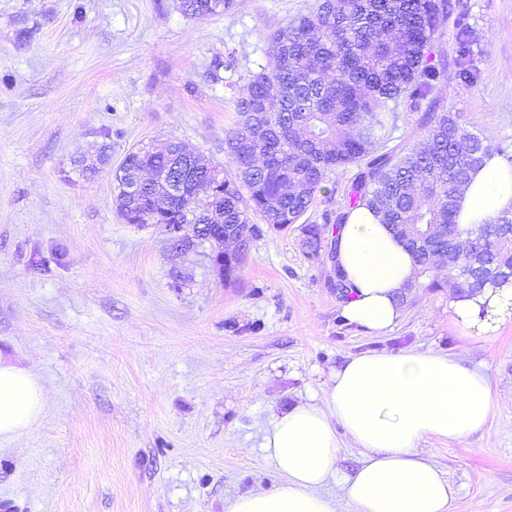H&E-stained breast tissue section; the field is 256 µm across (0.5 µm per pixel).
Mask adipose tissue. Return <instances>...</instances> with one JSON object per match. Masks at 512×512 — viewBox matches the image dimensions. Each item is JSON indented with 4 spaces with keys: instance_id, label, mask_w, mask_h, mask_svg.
<instances>
[{
    "instance_id": "adipose-tissue-1",
    "label": "adipose tissue",
    "mask_w": 512,
    "mask_h": 512,
    "mask_svg": "<svg viewBox=\"0 0 512 512\" xmlns=\"http://www.w3.org/2000/svg\"><path fill=\"white\" fill-rule=\"evenodd\" d=\"M512 210V165L486 158L459 196L456 221L468 229ZM333 263L348 287L341 313L348 323L383 335L403 311L397 295L417 278L410 251L367 207L351 209L335 230ZM460 336L480 339L512 316V283L451 301ZM495 405L487 374L432 352L364 353L331 372L325 404H298L274 414L262 441L282 475L275 490L254 489L224 504V512H335L321 493L335 481L357 512H453L446 473L423 456L427 437L460 439L480 430ZM44 394L28 369L0 359V438L29 431ZM362 450L349 474L336 467L343 440Z\"/></svg>"
}]
</instances>
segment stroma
<instances>
[{"mask_svg":"<svg viewBox=\"0 0 512 512\" xmlns=\"http://www.w3.org/2000/svg\"><path fill=\"white\" fill-rule=\"evenodd\" d=\"M312 0H237L191 18L181 0H0V355L31 370L43 414L0 439V512H224L282 477L260 445L274 413L322 404L330 372L362 353L433 351L484 366L486 426L418 445L457 491L454 512H512V319L469 342L450 289L417 290L375 335L340 319L333 264L302 224L345 210L353 171L301 224L264 228L235 282L209 243L173 249L119 217L108 171L163 140L226 167L224 130L269 37ZM477 83L443 104L486 143L512 141V0H464Z\"/></svg>","mask_w":512,"mask_h":512,"instance_id":"obj_1","label":"stroma"}]
</instances>
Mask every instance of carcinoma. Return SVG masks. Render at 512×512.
<instances>
[{
  "instance_id": "1",
  "label": "carcinoma",
  "mask_w": 512,
  "mask_h": 512,
  "mask_svg": "<svg viewBox=\"0 0 512 512\" xmlns=\"http://www.w3.org/2000/svg\"><path fill=\"white\" fill-rule=\"evenodd\" d=\"M235 6L182 0L194 17ZM269 42L267 65L239 88L236 121L224 130L230 169L197 168L201 196L190 199L157 188L172 178L173 154L186 158L183 143L129 153L123 178L145 165L153 175L135 199L116 193L126 223L188 224L195 211L213 238L253 241L262 230L252 217L295 224L331 173L355 167L348 208H370L404 241L427 279L422 287L478 293L512 279L511 213L471 231L455 223L469 174L493 153L512 162V143H484L442 104L448 67L463 82L480 75L461 0H315ZM401 102L422 113L424 143L396 151L386 143ZM302 234L307 253L319 257L326 228L305 224ZM245 255L238 249L224 260V281L236 279Z\"/></svg>"
}]
</instances>
